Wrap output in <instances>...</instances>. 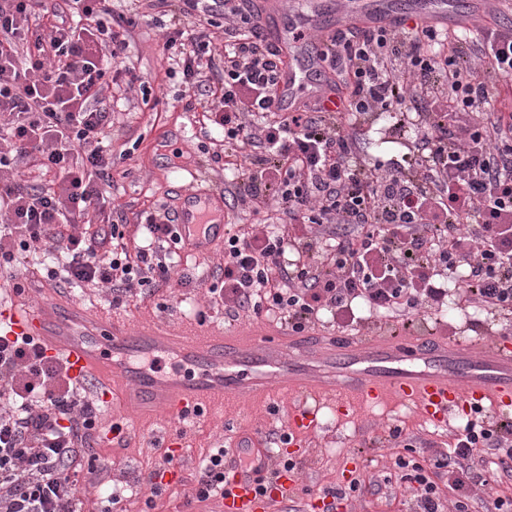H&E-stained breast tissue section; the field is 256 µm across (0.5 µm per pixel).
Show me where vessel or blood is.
I'll return each instance as SVG.
<instances>
[{"label": "vessel or blood", "mask_w": 512, "mask_h": 512, "mask_svg": "<svg viewBox=\"0 0 512 512\" xmlns=\"http://www.w3.org/2000/svg\"><path fill=\"white\" fill-rule=\"evenodd\" d=\"M410 9L423 22L448 25V0H411ZM315 0L307 12H283L278 0H268L261 27L269 19L288 15L272 44L283 60L271 109L294 111L304 98L326 93L322 46L299 41L314 24ZM399 0H348L346 11L365 19H399ZM179 232L187 248L207 252L224 239V196L192 180L181 186ZM0 325L12 335L29 336L46 353L68 365L72 378L117 375L126 387L124 403L163 408L174 416L194 411L200 403L269 392L293 391L309 397L334 388L374 406L396 398L420 407L432 423L461 408L490 404L499 412L512 411V338L495 337L487 348L475 351L462 342L428 337L413 344L386 340L326 339L318 334L290 337L289 341L245 347L221 337L152 324L131 332L124 320L55 300L33 307L13 305L0 315ZM170 359L163 373L151 368L156 356ZM228 479L216 498L215 512H276L295 484L291 472H279L266 493H259L260 472L245 473L226 463Z\"/></svg>", "instance_id": "1"}]
</instances>
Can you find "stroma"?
<instances>
[{
	"label": "stroma",
	"mask_w": 512,
	"mask_h": 512,
	"mask_svg": "<svg viewBox=\"0 0 512 512\" xmlns=\"http://www.w3.org/2000/svg\"><path fill=\"white\" fill-rule=\"evenodd\" d=\"M112 14L132 19L126 63L150 83L160 99L157 106L145 105L135 87L128 90L127 100L119 102L112 114V185L107 190V205L113 216L122 217L128 242L136 240L138 212L147 206L176 210L180 184L195 175L223 193L231 223H251V211L235 200L242 182L234 179L223 163L212 159L213 153L224 152V143L200 133V105L192 103L181 76L169 74L160 30L136 0H112ZM356 125L362 131L357 152L363 160L387 167L405 165L415 141L412 127L395 129L386 112L358 116ZM223 266V245L205 254L183 251L181 268L192 273L195 285L163 287L154 296L127 297L112 307L107 289L92 284L75 291L59 287L50 276L51 263L20 265L15 274L23 289L17 292L10 285L0 286V309L15 303L36 306L62 297L85 309L122 318L133 328L164 321L180 328L221 333L235 341L271 340L287 333V326L274 315L257 318L243 312L232 320L219 313L203 323L183 315V308L189 306L208 310V287ZM500 329L498 316L468 306L455 289L448 292L447 306L424 309L405 319L367 314L358 324L342 328L326 315L315 325L316 333L328 338L392 337L396 342L409 343L435 333L464 341L476 350L490 344ZM96 386L112 394L111 400L100 403L101 420L120 422L123 432L118 440L95 435L86 450L85 463L99 473L97 485L80 489L86 512H143L149 499L154 502L152 512H212V503L196 502L192 494L201 454L235 438L281 432L294 412L306 405L317 409L319 426L303 432L297 440L296 485L283 504L284 512H303L307 497L322 495L326 488L391 471L390 428L400 427L418 456L429 458L435 445L461 432L470 416L469 411L459 410L436 426L420 409L395 400L378 406L356 401L341 409L331 396L305 400L277 391L250 398L231 397L221 404L205 403L200 414L182 420L163 409L134 412L124 408L119 378L102 377ZM164 439L175 445L184 478L159 485L152 473L162 466L160 442ZM113 492L121 495L120 504L109 502Z\"/></svg>",
	"instance_id": "obj_1"
}]
</instances>
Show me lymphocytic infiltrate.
I'll return each instance as SVG.
<instances>
[{
	"label": "lymphocytic infiltrate",
	"mask_w": 512,
	"mask_h": 512,
	"mask_svg": "<svg viewBox=\"0 0 512 512\" xmlns=\"http://www.w3.org/2000/svg\"><path fill=\"white\" fill-rule=\"evenodd\" d=\"M110 0H0V276L34 243L55 255L69 287L155 292L183 248L168 212L145 210V243L128 250L124 225L103 212L112 155L104 141L112 67L123 64L129 30L110 22ZM201 0H147L165 30L164 49L189 90L210 98L201 124L222 130L242 157L248 187L237 200L254 220L224 230V268L208 291L225 316L278 313L291 335L321 311L355 323L353 302L404 316L439 309L447 274L465 270L467 302L512 318V106L486 111L487 75L512 78V31L480 26L467 36L404 23L352 25L323 38L322 60L340 101L271 111L282 59L260 30L250 0H213L230 42L217 49L207 23L183 29ZM424 118L409 167L367 165L348 113H391L404 127ZM48 181L27 185V170ZM103 227L68 233L89 212ZM335 224L323 241L317 227ZM100 414L74 397L65 367L26 336L0 332V512H83L80 482H96L82 458ZM400 482L417 484L416 512H469L473 466L512 477V419L467 421L447 450L411 455L401 428L389 433ZM226 448L208 451L193 476L204 502L224 489ZM447 474V488L437 475Z\"/></svg>",
	"instance_id": "lymphocytic-infiltrate-1"
}]
</instances>
